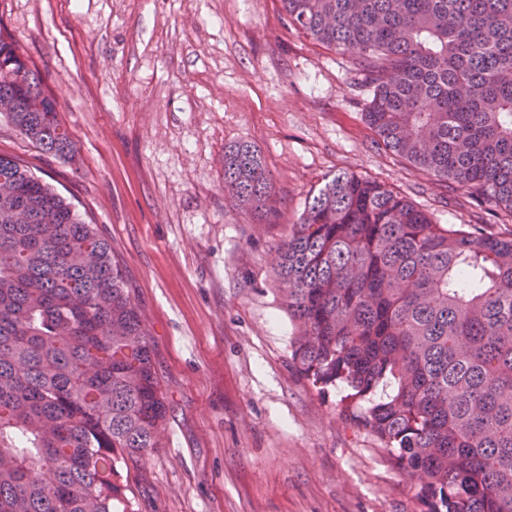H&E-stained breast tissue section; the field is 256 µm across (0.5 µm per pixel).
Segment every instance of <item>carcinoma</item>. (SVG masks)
<instances>
[{
	"instance_id": "obj_1",
	"label": "carcinoma",
	"mask_w": 512,
	"mask_h": 512,
	"mask_svg": "<svg viewBox=\"0 0 512 512\" xmlns=\"http://www.w3.org/2000/svg\"><path fill=\"white\" fill-rule=\"evenodd\" d=\"M355 55L377 144L512 218V0H281ZM9 123L66 158L56 101L0 37ZM224 191L279 207L260 151L224 146ZM291 361L418 476L423 512H512V232L437 224L338 173L279 244ZM150 332L111 247L19 157L0 155V512H137L132 472L166 432Z\"/></svg>"
}]
</instances>
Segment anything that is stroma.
<instances>
[{"label":"stroma","instance_id":"obj_1","mask_svg":"<svg viewBox=\"0 0 512 512\" xmlns=\"http://www.w3.org/2000/svg\"><path fill=\"white\" fill-rule=\"evenodd\" d=\"M0 35L56 101L74 156L0 116L15 155L109 241L151 333L167 405L139 512H421L418 479L340 417L344 389L295 372L271 280L286 222L340 172L439 224L487 207L376 144L351 54L289 26L281 0H0ZM271 172L280 224L224 195V148Z\"/></svg>","mask_w":512,"mask_h":512}]
</instances>
